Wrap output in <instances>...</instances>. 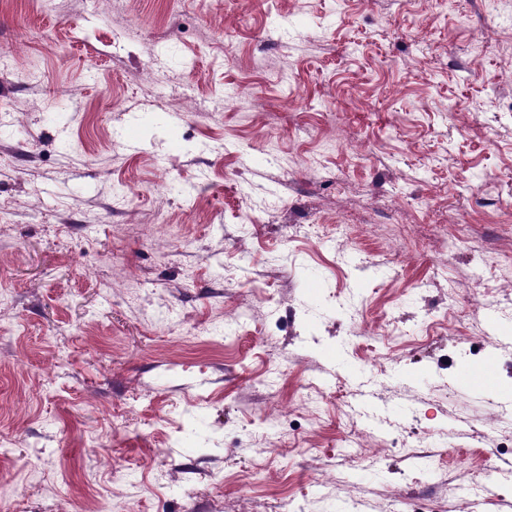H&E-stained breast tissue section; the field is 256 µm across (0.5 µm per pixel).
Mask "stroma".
I'll list each match as a JSON object with an SVG mask.
<instances>
[{
  "label": "stroma",
  "mask_w": 512,
  "mask_h": 512,
  "mask_svg": "<svg viewBox=\"0 0 512 512\" xmlns=\"http://www.w3.org/2000/svg\"><path fill=\"white\" fill-rule=\"evenodd\" d=\"M0 290V512H512V0H0Z\"/></svg>",
  "instance_id": "1"
}]
</instances>
